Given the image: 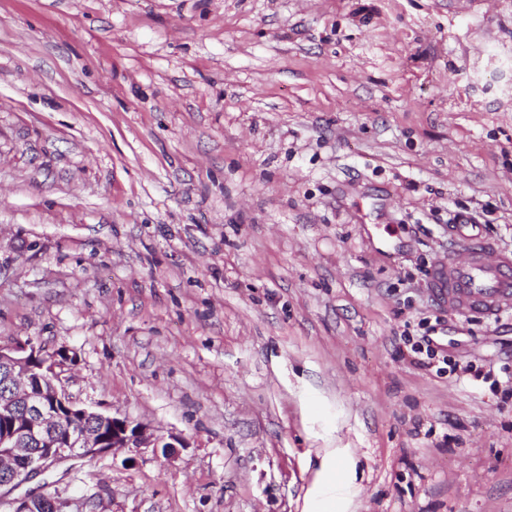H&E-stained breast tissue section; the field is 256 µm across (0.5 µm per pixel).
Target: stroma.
Segmentation results:
<instances>
[{"label":"stroma","instance_id":"obj_1","mask_svg":"<svg viewBox=\"0 0 512 512\" xmlns=\"http://www.w3.org/2000/svg\"><path fill=\"white\" fill-rule=\"evenodd\" d=\"M455 211L512 252V0H0V344L179 441L28 490L512 512V311L432 291Z\"/></svg>","mask_w":512,"mask_h":512}]
</instances>
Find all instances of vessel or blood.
I'll list each match as a JSON object with an SVG mask.
<instances>
[{"label":"vessel or blood","mask_w":512,"mask_h":512,"mask_svg":"<svg viewBox=\"0 0 512 512\" xmlns=\"http://www.w3.org/2000/svg\"><path fill=\"white\" fill-rule=\"evenodd\" d=\"M449 231L454 246L435 275L437 294L447 300L449 310L487 318L512 310V256L497 251L467 225L454 224Z\"/></svg>","instance_id":"vessel-or-blood-1"}]
</instances>
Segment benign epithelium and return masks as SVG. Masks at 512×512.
Here are the masks:
<instances>
[{
    "mask_svg": "<svg viewBox=\"0 0 512 512\" xmlns=\"http://www.w3.org/2000/svg\"><path fill=\"white\" fill-rule=\"evenodd\" d=\"M72 363L69 351H49L30 340L0 345V369L23 384L18 395L0 393V415H10L19 404L26 410L24 417L11 419L0 429V462L10 465L0 477V505H7L8 512H36V504L56 505L57 500L45 494L11 497L22 483L54 465L118 448L174 452V443L163 441L144 425L79 404L61 386V376Z\"/></svg>",
    "mask_w": 512,
    "mask_h": 512,
    "instance_id": "obj_1",
    "label": "benign epithelium"
}]
</instances>
